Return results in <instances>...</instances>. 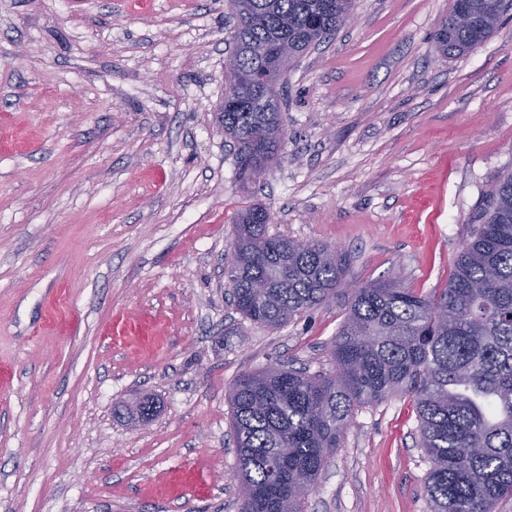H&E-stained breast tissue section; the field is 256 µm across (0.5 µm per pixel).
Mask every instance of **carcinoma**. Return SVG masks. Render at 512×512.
<instances>
[{
  "label": "carcinoma",
  "mask_w": 512,
  "mask_h": 512,
  "mask_svg": "<svg viewBox=\"0 0 512 512\" xmlns=\"http://www.w3.org/2000/svg\"><path fill=\"white\" fill-rule=\"evenodd\" d=\"M355 0H239L231 53L243 83L224 105V134L242 172L263 175L286 135L282 107L244 87L268 46L288 41V63L266 74L281 97L288 69L347 24ZM509 0H450L433 34L452 58L499 26ZM233 266L224 268L236 309L279 329L330 299L346 308L331 348L332 374L268 367L229 394L240 473L239 512H304L327 459L360 407L409 398L430 463V512H494L512 498V171L500 176L462 245L445 287L422 294L397 278L347 287L346 255L323 243L272 234L266 210L236 220ZM259 279L271 287L259 293Z\"/></svg>",
  "instance_id": "cac0c4a2"
}]
</instances>
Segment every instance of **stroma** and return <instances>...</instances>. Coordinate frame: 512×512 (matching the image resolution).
Listing matches in <instances>:
<instances>
[{
    "instance_id": "stroma-1",
    "label": "stroma",
    "mask_w": 512,
    "mask_h": 512,
    "mask_svg": "<svg viewBox=\"0 0 512 512\" xmlns=\"http://www.w3.org/2000/svg\"><path fill=\"white\" fill-rule=\"evenodd\" d=\"M449 0H356L287 73L286 138L247 179L224 135L228 0H0V512H238L229 392L330 373L328 301L252 324L224 279L235 216L444 288L512 170V10L468 53ZM147 396L152 420L115 408ZM408 400L355 412L306 512H430Z\"/></svg>"
}]
</instances>
